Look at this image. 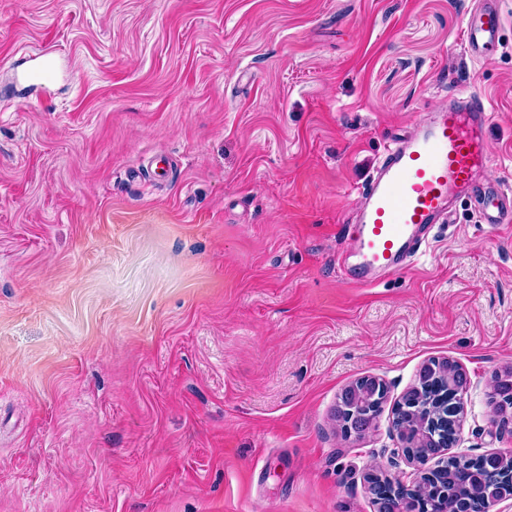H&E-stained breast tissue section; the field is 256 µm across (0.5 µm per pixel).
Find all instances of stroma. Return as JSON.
<instances>
[{
    "instance_id": "1",
    "label": "stroma",
    "mask_w": 512,
    "mask_h": 512,
    "mask_svg": "<svg viewBox=\"0 0 512 512\" xmlns=\"http://www.w3.org/2000/svg\"><path fill=\"white\" fill-rule=\"evenodd\" d=\"M475 2L0 0V512H379L372 469L426 470L392 420L432 358L470 381L450 454L512 450V233L460 203L414 266L339 273L390 138L449 96L512 186V0L482 60ZM42 49L65 78L26 102ZM512 370L504 374H500L497 379H494L492 384V394H500L498 403L503 412L506 414L507 420L512 416ZM383 393H386L385 384L369 376L360 378L343 390L336 411L346 435H361L374 427L373 409ZM360 400H365L366 404L363 412L357 413L354 408Z\"/></svg>"
}]
</instances>
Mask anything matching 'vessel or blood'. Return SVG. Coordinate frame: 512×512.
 Returning <instances> with one entry per match:
<instances>
[{
	"mask_svg": "<svg viewBox=\"0 0 512 512\" xmlns=\"http://www.w3.org/2000/svg\"><path fill=\"white\" fill-rule=\"evenodd\" d=\"M503 18L498 0H484L465 27L471 57L486 58L499 39ZM30 86L49 90L57 80L55 60L39 53L23 75ZM491 114L481 97L449 99L434 118L422 119L395 139L362 192L354 220L356 264L344 268L350 282L375 284L382 273L407 268L433 225L448 221L452 195L470 193L481 223L497 229L512 223V190L476 180L487 169L492 147L486 138Z\"/></svg>",
	"mask_w": 512,
	"mask_h": 512,
	"instance_id": "obj_1",
	"label": "vessel or blood"
}]
</instances>
